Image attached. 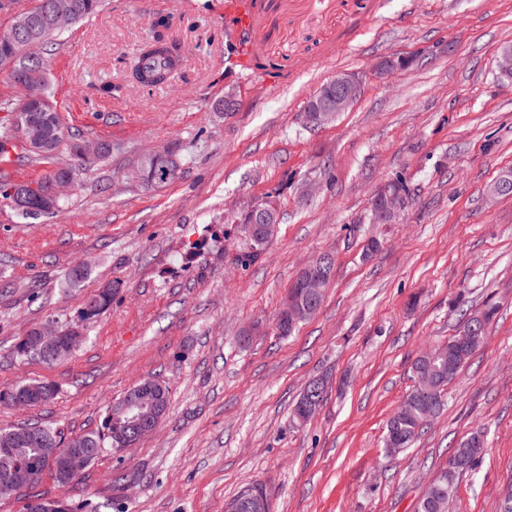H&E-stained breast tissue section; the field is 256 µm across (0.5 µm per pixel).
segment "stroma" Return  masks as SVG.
Segmentation results:
<instances>
[{
	"mask_svg": "<svg viewBox=\"0 0 512 512\" xmlns=\"http://www.w3.org/2000/svg\"><path fill=\"white\" fill-rule=\"evenodd\" d=\"M105 0L59 37L49 60L66 130L112 144L53 217L25 220L0 202V387L42 379L56 397L0 407V426L39 422L96 431L112 399L147 377L169 387L157 430L105 451L70 485L44 475L46 499L102 512H224L262 485L273 512H415L428 477L476 429L488 452L458 478L449 512H497L512 474V198L488 186L512 169V79L496 55L512 42V0ZM184 54L171 84L129 82L125 61L158 19ZM409 66L374 77L386 57ZM339 71L367 73L360 99L318 129L307 99ZM114 86L111 96L101 83ZM236 91L234 112H212ZM182 157L160 187L134 175L141 155ZM401 178L412 198L393 224H370L375 192ZM275 200L271 246L249 250L239 218ZM379 249L364 256L370 236ZM334 259L320 312L289 337L275 318L297 273ZM93 272L64 283L76 263ZM119 288L61 363L20 364L28 330L73 319L86 294ZM498 312L447 407L405 455L386 457L388 418L414 384L412 365L455 336L458 296ZM259 325L249 346L243 330ZM327 397L293 416L312 378Z\"/></svg>",
	"mask_w": 512,
	"mask_h": 512,
	"instance_id": "35a3bbf8",
	"label": "stroma"
}]
</instances>
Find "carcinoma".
I'll return each instance as SVG.
<instances>
[{
	"instance_id": "1",
	"label": "carcinoma",
	"mask_w": 512,
	"mask_h": 512,
	"mask_svg": "<svg viewBox=\"0 0 512 512\" xmlns=\"http://www.w3.org/2000/svg\"><path fill=\"white\" fill-rule=\"evenodd\" d=\"M75 9L70 24H75L93 14L101 6L102 0H74ZM62 33L60 29L43 31L40 42L25 52L19 65L37 68L47 64V56L55 51V37ZM182 56L180 43L156 34L142 46L131 58L127 68V77L143 86H156L169 82L173 73L177 72V64ZM40 92L45 99L42 109L36 113L39 120L52 118L48 127L47 144L31 150L20 139L16 138L15 120L25 118L30 113L20 100L12 98L0 99V112L6 113L4 122L0 123V154L4 153L5 145L21 152L22 160L29 162L49 163L55 154L62 151L77 156L78 144L83 138L78 133H68L64 137L55 136L56 127L63 125L59 110L53 101V92L49 76L45 75L40 82ZM32 185L30 180H14L8 172L0 173V199L11 201L12 191ZM279 215H274L273 223L260 230L242 225V232L249 241L250 251L247 259L261 254L277 235ZM92 268L86 264L72 266L65 275L66 283L77 287L91 275ZM117 288L108 284L105 287L86 295L77 313V319L61 325L67 336H82L84 329L95 322L101 313L112 303V296ZM495 305H486L481 310L466 308L463 310L459 333L452 337L446 346L436 345L428 355H422L414 363L413 373L419 375L426 372L430 381L438 389V395L432 398L422 397L416 389H411L403 398L393 415L386 423L384 448H390L391 435L402 438V448L409 450L421 436L424 423L431 412H440L444 406L443 396L448 385L456 378L468 360L482 347L486 339L487 326L497 314ZM38 333L30 330L15 344L12 355L15 361L29 363L40 361L37 343ZM454 363L453 371H448V362ZM57 393L54 384L43 380H28L12 386L0 388V406L10 407L16 398H25V404L34 407L51 400ZM123 397L113 400L106 408L100 428L91 433L78 436L84 447L93 449L90 463L95 461L107 449L117 453L121 448H132L136 441L131 439L132 428L127 426L125 418L118 417L122 410ZM15 438L17 453L9 458H0V470L19 467L24 464H36L48 458L56 448L72 444L73 439L63 437L61 431L49 426L31 427L18 424L0 428V447H7L6 441ZM486 438L483 431H475L461 440L448 458V464L442 468L440 478L426 484L423 494L417 502L416 512H448L449 501L456 492L457 478L475 471L485 456ZM226 512H272L270 497L259 484L241 490L226 506Z\"/></svg>"
}]
</instances>
